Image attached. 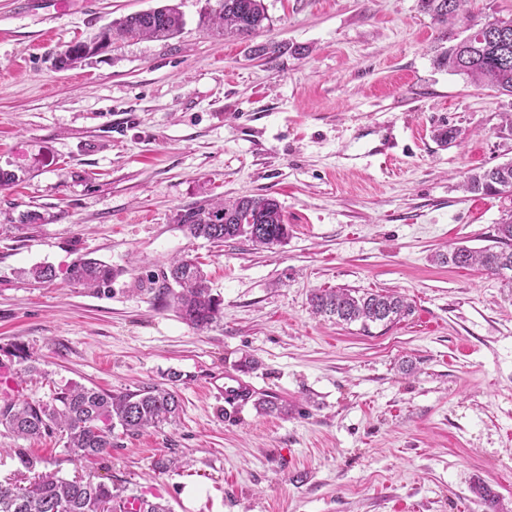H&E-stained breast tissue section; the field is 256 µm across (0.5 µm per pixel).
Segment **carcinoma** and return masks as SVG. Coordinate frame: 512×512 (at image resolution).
I'll return each mask as SVG.
<instances>
[{
  "label": "carcinoma",
  "instance_id": "1",
  "mask_svg": "<svg viewBox=\"0 0 512 512\" xmlns=\"http://www.w3.org/2000/svg\"><path fill=\"white\" fill-rule=\"evenodd\" d=\"M422 12L441 30L440 42L448 43L434 58V65L463 77L474 85H487L501 95L512 96V17H500L496 25L470 36H460L457 26L464 14V0H419ZM209 22L226 34L249 38L270 27L262 0H220ZM184 25L178 7L163 5L129 14L112 22L107 31L90 40L109 43L125 39L166 41ZM87 43L76 42L56 54L54 67L68 69L90 57ZM465 191L480 196L512 195V162L479 169L466 176ZM177 222L194 239L219 244L243 238L256 246L272 248L288 240L279 202L268 194L218 201L209 207H191ZM439 263L456 268L479 267L491 274L512 271V214L497 227V245L482 249L451 247L437 255ZM27 274L37 282H52L57 272L51 265L34 266ZM119 271L97 259L78 257L70 265L69 281L99 290L109 286ZM163 291L173 295L176 312L199 330L223 318L220 301L212 294L201 269L185 257L173 260L163 273ZM180 291L175 292L171 285ZM314 313L336 318L338 323H396L409 314L410 305L396 293L360 292L347 288L315 289L310 294ZM181 408L176 390L159 385L112 393L71 384L55 390L50 399H3L0 424L19 438H38L59 432L65 448L76 459H91L112 447V433L135 435L148 427L170 422ZM472 492L486 507L499 512L497 496L481 481ZM0 512H170L160 502L139 495L125 496L105 482L65 479L51 473H35L29 485H0Z\"/></svg>",
  "mask_w": 512,
  "mask_h": 512
}]
</instances>
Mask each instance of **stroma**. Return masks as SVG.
Instances as JSON below:
<instances>
[{"mask_svg":"<svg viewBox=\"0 0 512 512\" xmlns=\"http://www.w3.org/2000/svg\"><path fill=\"white\" fill-rule=\"evenodd\" d=\"M168 1L176 37L54 69L66 45ZM264 5L269 29L240 39L203 25L218 0H0V171L15 176L0 189V365L27 352L40 368L0 376V393L170 384L181 400L174 423L114 431L90 461L0 426V483L89 478L171 512H484L479 480L512 512V282L434 261L492 245L512 213V197L460 187L512 162V97L435 67L418 0ZM261 194L284 245H216L176 221ZM82 255L118 270L109 289L68 281ZM182 256L222 303L212 329L156 296ZM43 263L53 282L19 278ZM316 288L398 293L411 311L347 325L313 314ZM228 374L289 413L231 411Z\"/></svg>","mask_w":512,"mask_h":512,"instance_id":"obj_1","label":"stroma"}]
</instances>
